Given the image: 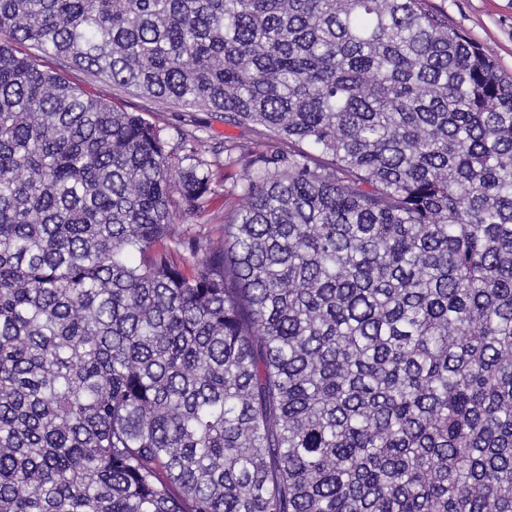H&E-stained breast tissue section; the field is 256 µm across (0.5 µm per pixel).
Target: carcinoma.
Wrapping results in <instances>:
<instances>
[{
  "mask_svg": "<svg viewBox=\"0 0 512 512\" xmlns=\"http://www.w3.org/2000/svg\"><path fill=\"white\" fill-rule=\"evenodd\" d=\"M0 512H512V77L425 0H0ZM231 126L209 142L44 65ZM224 189L216 235L178 224Z\"/></svg>",
  "mask_w": 512,
  "mask_h": 512,
  "instance_id": "carcinoma-1",
  "label": "carcinoma"
}]
</instances>
